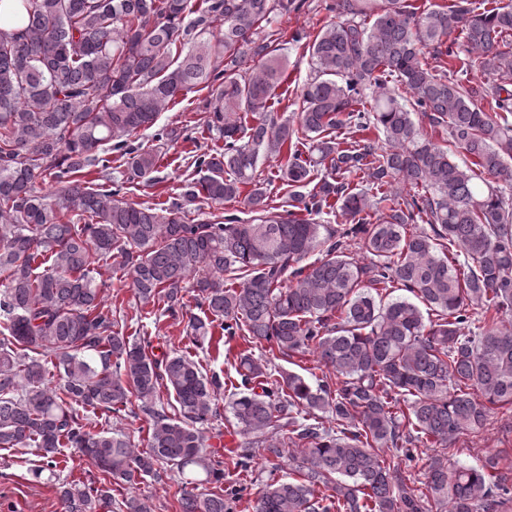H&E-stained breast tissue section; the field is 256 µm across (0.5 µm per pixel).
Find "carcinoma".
I'll use <instances>...</instances> for the list:
<instances>
[{"instance_id": "obj_1", "label": "carcinoma", "mask_w": 512, "mask_h": 512, "mask_svg": "<svg viewBox=\"0 0 512 512\" xmlns=\"http://www.w3.org/2000/svg\"><path fill=\"white\" fill-rule=\"evenodd\" d=\"M302 6L17 0L22 27L0 29V447L38 449V482L55 477L66 447L131 486L167 468L181 512H233L243 489H198L250 468L258 449L301 458L303 478L265 484L254 512H512L499 457L448 462L461 434L512 405V6L324 0L336 20L304 44L313 75L296 121L280 122L269 108L286 59L265 27ZM196 89L224 141L193 160L205 175L164 207L117 199L106 152L130 155L127 179L148 177L158 154L132 139ZM413 111L448 128V147ZM270 159L288 188L285 217L255 175ZM241 197L245 222H185L200 199ZM338 212L349 223H322ZM114 257L144 305L162 301L175 317L191 295L207 315L190 316L192 345L217 321L278 360L316 355L340 386L274 379L271 360L240 355L231 412L243 441L224 460L205 444L220 380L124 335L95 279ZM379 287L410 297L383 303L369 292ZM132 402L147 448L92 430L88 413L118 417ZM422 440L440 452L421 481L410 468ZM59 495L64 512L112 506L94 480L62 482Z\"/></svg>"}]
</instances>
